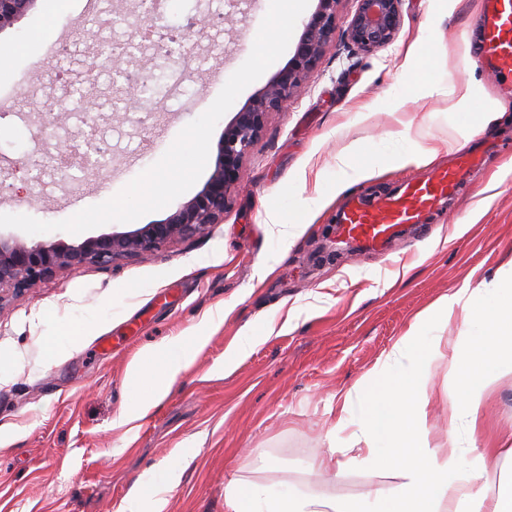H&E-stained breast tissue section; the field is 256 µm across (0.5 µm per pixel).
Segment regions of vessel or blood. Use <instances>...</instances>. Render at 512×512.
Returning a JSON list of instances; mask_svg holds the SVG:
<instances>
[{"mask_svg": "<svg viewBox=\"0 0 512 512\" xmlns=\"http://www.w3.org/2000/svg\"><path fill=\"white\" fill-rule=\"evenodd\" d=\"M475 52L478 67L512 81V0H485ZM470 174L462 159L424 180L411 179L393 194L357 197L341 217L339 233L377 246L394 237L400 225L424 223L438 204L459 191Z\"/></svg>", "mask_w": 512, "mask_h": 512, "instance_id": "b4317fda", "label": "vessel or blood"}]
</instances>
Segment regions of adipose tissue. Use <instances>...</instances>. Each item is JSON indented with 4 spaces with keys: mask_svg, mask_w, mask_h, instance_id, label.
Here are the masks:
<instances>
[{
    "mask_svg": "<svg viewBox=\"0 0 512 512\" xmlns=\"http://www.w3.org/2000/svg\"><path fill=\"white\" fill-rule=\"evenodd\" d=\"M429 43L425 37L411 48L413 55L427 59L416 74V82L429 93L445 89L456 96L455 109L462 118L458 133L463 140L491 131L507 112H512V103L483 89L474 76V67H467V80L456 85L435 79L436 59L426 54ZM438 153V146L423 143L409 127L394 133L381 147L351 144L339 157L348 173L337 180L336 190L344 192L392 168L428 165ZM461 303L469 308L466 324L471 331V347L450 358L460 374V384L447 399L455 410L477 420L486 389L503 366L512 364V278L474 289L465 298L454 295L420 314L417 323L394 342L385 356L386 364L396 372L395 381L373 383L366 388L360 404L347 398L337 409L338 426L356 425L359 434L368 440L365 463L376 469L387 466L398 474L399 482L389 494H374L376 512H512L511 499L491 501L483 493L460 494L462 477L455 446L431 448L422 438L431 403L426 392L431 352L419 341L420 326L448 320L454 306ZM216 327L215 320H207L203 332L179 336L143 352L129 371L132 383L143 392L120 413L119 422L146 416L168 394L176 376L190 368L208 332ZM179 481L180 472L175 466L170 467L162 484L137 481L129 493L126 512H163L164 493L172 491ZM224 501L226 512H358L351 502L295 496L241 481L227 485Z\"/></svg>",
    "mask_w": 512,
    "mask_h": 512,
    "instance_id": "ef3b65f1",
    "label": "adipose tissue"
}]
</instances>
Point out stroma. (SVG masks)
Returning <instances> with one entry per match:
<instances>
[{"label": "stroma", "instance_id": "35a3bbf8", "mask_svg": "<svg viewBox=\"0 0 512 512\" xmlns=\"http://www.w3.org/2000/svg\"><path fill=\"white\" fill-rule=\"evenodd\" d=\"M270 0H246L232 12L226 0H161L159 23L178 27L204 18L182 50L134 42L126 23L112 41L129 65L163 69L159 94L130 98L122 77L88 80L99 42L86 0H37L13 28L0 32V213L64 220L106 201L158 161L178 133L216 99L249 56ZM484 0H406L398 35L374 54L345 37L356 0H342L336 39L293 106L268 117L248 155V176L224 212L201 236L176 239L149 260L121 258L62 270L33 292L0 307V512H124L138 478L161 481L179 464V485L164 512H225L224 487L235 479L293 495L365 502L369 488L390 490L393 473L353 462L335 478L313 471L330 448H362L352 429H335L336 409L368 379L392 378L385 354L416 318L464 288L512 277V120L465 144L480 158L469 185L427 224H405L376 249L337 243V217L354 195L388 194L408 176L426 178L447 166L443 149L454 134L452 96L416 88L399 92L419 67L409 47L432 34L437 74L463 81ZM66 44L65 55H47ZM97 98L95 128L64 103L69 91ZM63 114L50 136L46 116ZM412 124L423 143L441 146L432 166L391 170L337 192L336 157L355 141L378 143ZM106 141L108 163L87 165L62 179L44 174L33 191L32 161L54 164L60 150ZM322 172L331 196L314 221L303 177ZM495 189H488V182ZM169 209L72 234L0 230L28 243L77 245L87 236L133 231L166 219ZM222 323L179 374L169 393L133 429L113 427L136 389L130 365L146 348L193 334L204 319ZM463 309L423 331L440 338L431 360V397L423 433L429 444L455 437L458 466L494 453L489 481L472 491L512 492V366L487 389L477 432L468 435L447 393L458 377L447 355L464 350ZM81 324L84 336L46 360L43 344L61 324Z\"/></svg>", "mask_w": 512, "mask_h": 512}]
</instances>
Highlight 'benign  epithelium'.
I'll return each instance as SVG.
<instances>
[{
	"label": "benign epithelium",
	"instance_id": "7a95c632",
	"mask_svg": "<svg viewBox=\"0 0 512 512\" xmlns=\"http://www.w3.org/2000/svg\"><path fill=\"white\" fill-rule=\"evenodd\" d=\"M346 38L357 50L377 52L394 42L405 0H357ZM36 0H0V32L24 16ZM341 0H318L303 24L288 63L252 102L224 127L214 170L203 189L180 204L165 220L130 233L90 237L78 246L63 243L27 244L0 237V303L4 293H21L56 273L86 263L108 264L124 257L145 258L177 238L201 233L224 219L233 194L244 177V163L262 136L272 112H283L303 91L326 47L336 39Z\"/></svg>",
	"mask_w": 512,
	"mask_h": 512
}]
</instances>
